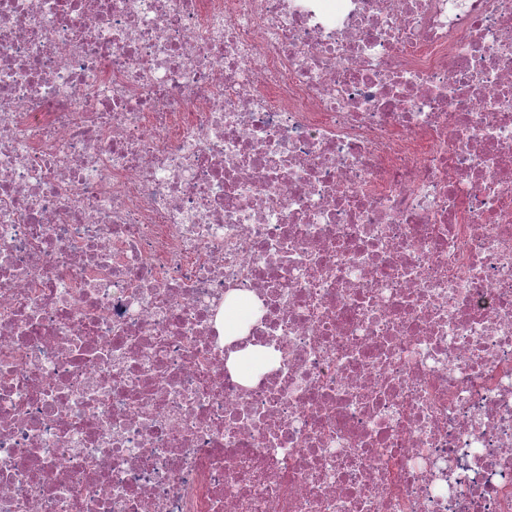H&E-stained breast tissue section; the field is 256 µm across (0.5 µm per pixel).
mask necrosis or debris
<instances>
[{
	"label": "necrosis or debris",
	"instance_id": "1",
	"mask_svg": "<svg viewBox=\"0 0 512 512\" xmlns=\"http://www.w3.org/2000/svg\"><path fill=\"white\" fill-rule=\"evenodd\" d=\"M0 512H512V0H0Z\"/></svg>",
	"mask_w": 512,
	"mask_h": 512
}]
</instances>
